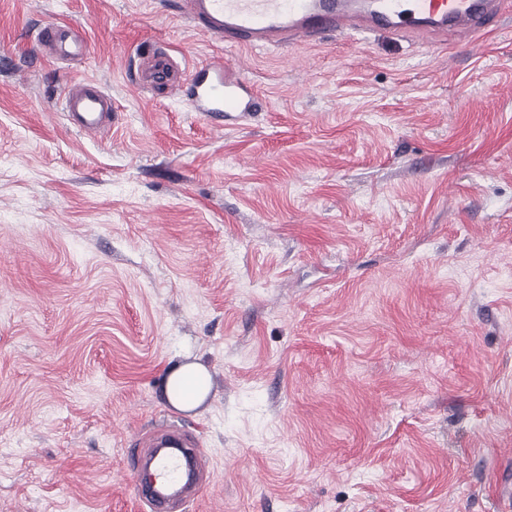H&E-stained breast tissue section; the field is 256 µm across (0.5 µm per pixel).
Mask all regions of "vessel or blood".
I'll return each mask as SVG.
<instances>
[{"instance_id": "obj_1", "label": "vessel or blood", "mask_w": 512, "mask_h": 512, "mask_svg": "<svg viewBox=\"0 0 512 512\" xmlns=\"http://www.w3.org/2000/svg\"><path fill=\"white\" fill-rule=\"evenodd\" d=\"M504 0H178V12L196 32L224 42L252 48L292 47L322 35L368 34L386 26L415 33L454 32L468 37L484 32L502 10ZM41 50L55 59L89 55L87 40L63 26H47L37 33ZM141 89L166 87L185 97L191 111L205 114L220 126L228 113L247 118L261 110V97L247 94L244 74L221 59L204 62L193 71L183 69L161 46L145 51L138 77ZM63 110L81 131L102 133L112 126V97L92 79L71 83ZM151 447L154 478L135 484L138 498L149 512H168L172 500L187 485L202 481L204 471L188 452L192 444L172 426L146 438Z\"/></svg>"}]
</instances>
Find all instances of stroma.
I'll use <instances>...</instances> for the list:
<instances>
[{
	"mask_svg": "<svg viewBox=\"0 0 512 512\" xmlns=\"http://www.w3.org/2000/svg\"><path fill=\"white\" fill-rule=\"evenodd\" d=\"M148 39L266 107L138 89ZM83 78L107 133L63 112ZM165 416L206 462L180 512H512V8L258 49L158 0H0V512H147L125 467ZM64 25L47 26L37 33L41 50L55 59H83L90 53L87 40L74 30L64 31ZM63 110L81 131L104 133L112 126V96L93 79L73 81L63 98ZM208 392L207 371L198 363L177 366L166 378V398L178 410L195 409L204 401Z\"/></svg>",
	"mask_w": 512,
	"mask_h": 512,
	"instance_id": "35a3bbf8",
	"label": "stroma"
}]
</instances>
